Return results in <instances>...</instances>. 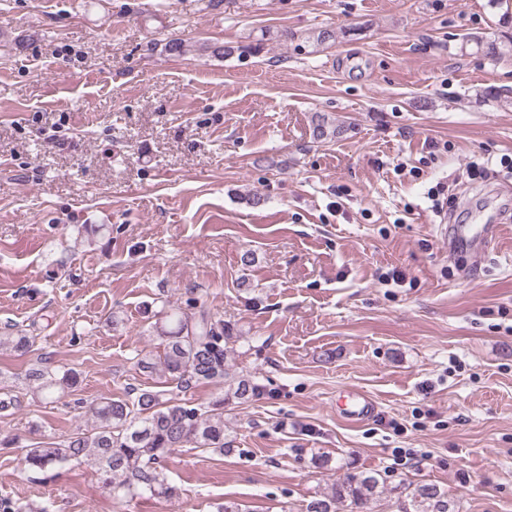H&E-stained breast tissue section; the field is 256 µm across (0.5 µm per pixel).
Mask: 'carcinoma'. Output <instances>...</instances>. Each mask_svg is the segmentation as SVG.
Listing matches in <instances>:
<instances>
[{"label":"carcinoma","instance_id":"1","mask_svg":"<svg viewBox=\"0 0 512 512\" xmlns=\"http://www.w3.org/2000/svg\"><path fill=\"white\" fill-rule=\"evenodd\" d=\"M472 41L485 55L497 58L512 53V32L500 31L493 38L475 36ZM153 332L163 346V375L182 389L200 383L224 385V394L208 407H193L164 398V393L149 389H129L123 397H103L92 407L95 424L78 429L58 442H41L25 448L22 463L29 471L48 472L75 462L95 467L103 485L120 501L146 493L174 497L162 462L175 450L192 444L196 448L222 452L224 442V404L247 403L261 394L251 378L235 375L226 367L228 345L236 342L224 320L200 311L191 319L178 309L165 311V322L156 323ZM27 353L31 337L9 332L0 336V347ZM33 392L42 400L55 402L75 380L72 371L60 372L49 366L31 372ZM386 479L372 471L347 473L330 491L315 496L306 512H337L348 502L358 509H369L376 497L385 493ZM400 491V512H455L448 490L432 482L391 488ZM0 512H50V506L34 508L17 501L1 500Z\"/></svg>","mask_w":512,"mask_h":512}]
</instances>
